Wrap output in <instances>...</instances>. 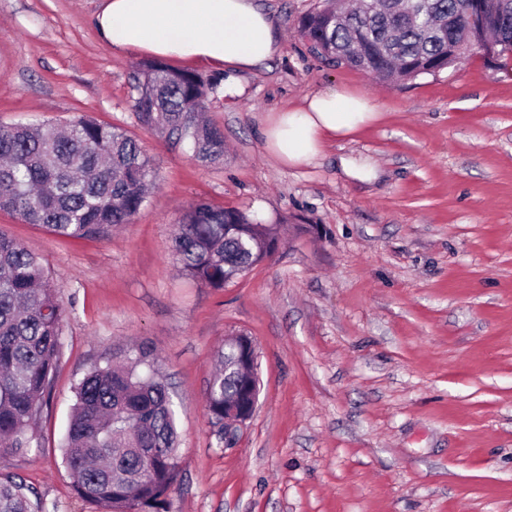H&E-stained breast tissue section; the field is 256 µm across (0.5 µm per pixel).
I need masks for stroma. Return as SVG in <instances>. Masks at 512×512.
<instances>
[{"label": "stroma", "instance_id": "1", "mask_svg": "<svg viewBox=\"0 0 512 512\" xmlns=\"http://www.w3.org/2000/svg\"><path fill=\"white\" fill-rule=\"evenodd\" d=\"M257 3L281 52L211 99L224 162L209 165L137 122L145 56L101 37L103 0H0V124H118L157 173L106 239L0 212V234L44 259L67 311L36 438L0 453V476L22 475L48 512H90L62 464L73 387L144 343L177 411L169 512H512V58L380 83L308 51L297 21L316 0ZM335 89L370 98L379 119L311 164H280L269 116ZM200 200L280 228L276 252L219 291L170 254ZM237 333L256 346L261 389L228 448L206 389Z\"/></svg>", "mask_w": 512, "mask_h": 512}]
</instances>
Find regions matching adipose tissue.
<instances>
[{
  "instance_id": "obj_1",
  "label": "adipose tissue",
  "mask_w": 512,
  "mask_h": 512,
  "mask_svg": "<svg viewBox=\"0 0 512 512\" xmlns=\"http://www.w3.org/2000/svg\"><path fill=\"white\" fill-rule=\"evenodd\" d=\"M96 25L114 49L234 72L265 65L280 48L272 18L255 0H105ZM374 117L366 98L336 89L308 95L277 113L267 144L283 165L303 166Z\"/></svg>"
}]
</instances>
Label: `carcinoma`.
<instances>
[{
    "label": "carcinoma",
    "mask_w": 512,
    "mask_h": 512,
    "mask_svg": "<svg viewBox=\"0 0 512 512\" xmlns=\"http://www.w3.org/2000/svg\"><path fill=\"white\" fill-rule=\"evenodd\" d=\"M355 0L316 6L300 17L309 51L378 82L436 75L474 51L512 55V0ZM132 109L139 123L206 163L224 162V132L202 119L221 77L203 78L160 60L144 62ZM156 179L139 141L120 127L81 115L62 128L50 122L0 125V211L70 239H101L129 224ZM277 225L239 209L198 201L172 240L180 273L214 290L245 276L271 255ZM65 308L42 258L0 235V451L22 452L50 395L63 352ZM207 386L212 423L224 432V405L246 403L241 358L216 354ZM75 403L62 463L93 512H164L180 478L176 414L153 351L118 364L93 365L74 386ZM0 512H45L20 475L0 478Z\"/></svg>",
    "instance_id": "cac0c4a2"
}]
</instances>
